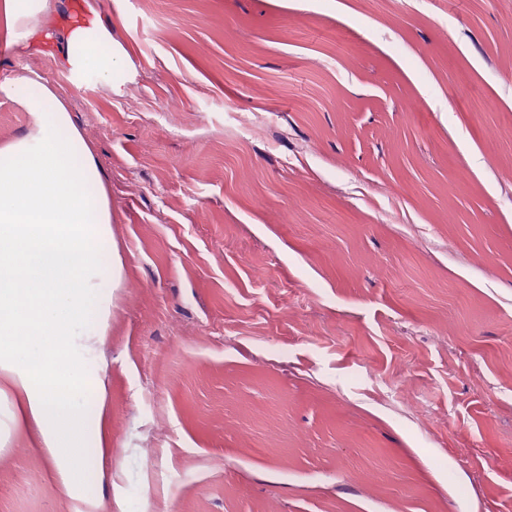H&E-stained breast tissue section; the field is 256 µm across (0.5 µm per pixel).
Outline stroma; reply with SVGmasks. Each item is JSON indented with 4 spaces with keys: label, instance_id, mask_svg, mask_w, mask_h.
<instances>
[{
    "label": "stroma",
    "instance_id": "1",
    "mask_svg": "<svg viewBox=\"0 0 512 512\" xmlns=\"http://www.w3.org/2000/svg\"><path fill=\"white\" fill-rule=\"evenodd\" d=\"M37 74L122 264L97 512H512V0H91ZM24 422L0 512H74ZM49 0H1L0 46L23 45L37 54L54 56L51 30L62 29V64L79 85L105 84L120 94L128 74L121 66L127 55L122 44L102 23L98 11L84 1V14L67 19L52 17Z\"/></svg>",
    "mask_w": 512,
    "mask_h": 512
}]
</instances>
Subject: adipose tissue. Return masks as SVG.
I'll return each mask as SVG.
<instances>
[{
	"instance_id": "adipose-tissue-1",
	"label": "adipose tissue",
	"mask_w": 512,
	"mask_h": 512,
	"mask_svg": "<svg viewBox=\"0 0 512 512\" xmlns=\"http://www.w3.org/2000/svg\"><path fill=\"white\" fill-rule=\"evenodd\" d=\"M60 51L80 85L121 93L122 44L98 11L52 17L48 0H0V46ZM29 131L0 143V395L27 423L65 493L99 505L109 443L100 366L121 261L108 191L64 101L39 76L0 81Z\"/></svg>"
}]
</instances>
